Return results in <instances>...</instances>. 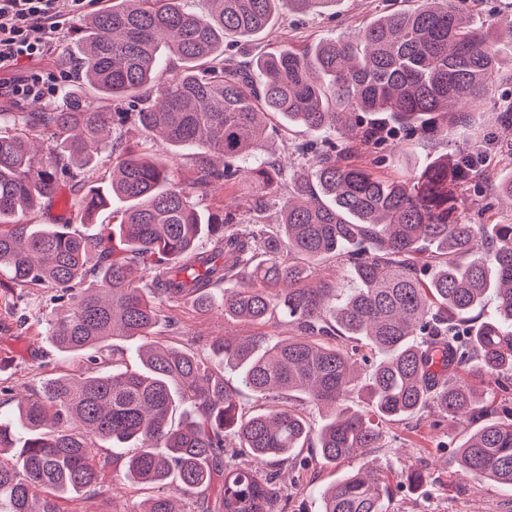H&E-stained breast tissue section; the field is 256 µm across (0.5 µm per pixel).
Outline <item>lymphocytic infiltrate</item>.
<instances>
[{
    "label": "lymphocytic infiltrate",
    "instance_id": "lymphocytic-infiltrate-1",
    "mask_svg": "<svg viewBox=\"0 0 512 512\" xmlns=\"http://www.w3.org/2000/svg\"><path fill=\"white\" fill-rule=\"evenodd\" d=\"M86 0H0V91L15 101L54 99L71 73L35 69L48 57Z\"/></svg>",
    "mask_w": 512,
    "mask_h": 512
}]
</instances>
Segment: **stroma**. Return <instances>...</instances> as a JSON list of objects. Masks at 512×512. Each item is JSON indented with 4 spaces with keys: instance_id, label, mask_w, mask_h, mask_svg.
<instances>
[{
    "instance_id": "stroma-1",
    "label": "stroma",
    "mask_w": 512,
    "mask_h": 512,
    "mask_svg": "<svg viewBox=\"0 0 512 512\" xmlns=\"http://www.w3.org/2000/svg\"><path fill=\"white\" fill-rule=\"evenodd\" d=\"M408 0H338L335 7L320 13L293 14L280 11L268 34L242 41L226 36L224 50L235 54L246 51L259 55L288 45L298 47L323 36H336L366 25L384 10L408 8ZM270 138L259 157L266 162L287 159L294 143L309 139V132L291 126L279 116H271ZM69 190H62L54 201L41 204L34 221L38 224L68 222L95 238L107 234L113 223L111 210L100 211L93 223H82L71 204ZM13 303L0 304V412L9 413L16 398L37 388L41 381L60 374L65 359L53 351L46 338L45 319L53 308L41 291L14 286ZM157 325L159 339L176 347L202 350L206 340L222 336L261 334L284 338L291 326L274 318L262 326L224 318L218 311L198 313L190 303L164 302ZM466 432L446 418L428 411L421 416L391 423L386 428L382 447L371 456L385 472H397L412 465L428 475L422 491L405 484H393L390 512H512V490L490 481L468 477L458 465L457 450ZM349 463L334 467L313 465L285 472L282 480L288 489V512H320L319 488L341 478ZM149 487L134 485L124 478L112 482L111 496L86 493L68 501L72 512H131L134 505L152 496Z\"/></svg>"
}]
</instances>
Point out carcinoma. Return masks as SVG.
I'll use <instances>...</instances> for the list:
<instances>
[{"instance_id": "carcinoma-1", "label": "carcinoma", "mask_w": 512, "mask_h": 512, "mask_svg": "<svg viewBox=\"0 0 512 512\" xmlns=\"http://www.w3.org/2000/svg\"><path fill=\"white\" fill-rule=\"evenodd\" d=\"M205 2L199 13L181 0H111L84 20L70 57L95 99L65 89L51 108L14 113L45 137L40 151L28 133L0 127V295L15 284L54 290L69 308L47 320V339L85 364L0 414V457H11L0 461V512H68L71 495L112 489L120 459L124 479L157 489L131 512H287L274 466L306 465L305 447L321 464L360 462L318 491L321 512H389V477L365 462L367 450L386 424L426 408L470 428L459 448L466 473L512 488V175L491 176L471 141L450 138L512 62V25L456 0H417L347 36L248 60L224 55L226 34L249 40L281 9L337 0ZM270 114L321 135L298 148L311 155L303 172L239 165L269 138ZM494 116L497 153L512 158V107ZM129 123L174 154L192 152L188 186L168 160L113 135ZM440 140L448 154L425 167L408 158L394 176L365 161L381 147L397 159L409 143ZM107 147L109 184L89 186L75 206L90 222L123 200L112 233L21 221L85 180ZM479 179L508 200V220L462 215L463 189ZM278 181L287 190L275 237L191 201L216 182L244 185L259 214ZM324 259L354 288L342 295L318 277ZM489 295L496 312L481 320ZM184 299L250 324L281 316L297 334L209 341L234 386L200 354L151 341L157 303ZM339 334L352 344L331 343ZM119 340L145 341L139 368L116 358ZM362 344L374 360L360 379ZM245 392L267 407L246 411ZM294 396L324 412L320 427L289 405ZM354 397L366 410L347 406Z\"/></svg>"}]
</instances>
